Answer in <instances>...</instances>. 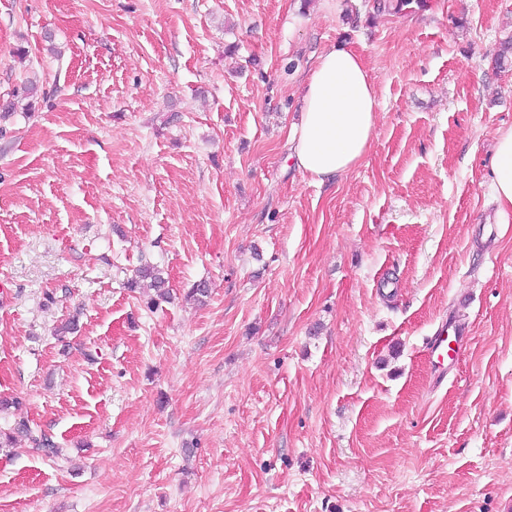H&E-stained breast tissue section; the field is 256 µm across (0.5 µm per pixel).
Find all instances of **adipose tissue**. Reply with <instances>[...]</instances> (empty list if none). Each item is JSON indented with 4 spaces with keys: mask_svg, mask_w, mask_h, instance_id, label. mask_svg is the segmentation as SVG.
<instances>
[{
    "mask_svg": "<svg viewBox=\"0 0 512 512\" xmlns=\"http://www.w3.org/2000/svg\"><path fill=\"white\" fill-rule=\"evenodd\" d=\"M380 103L361 55L339 45L320 56L303 94L302 116L291 136L298 168L318 181L340 176L366 155ZM489 185L498 220L512 223V128L496 136Z\"/></svg>",
    "mask_w": 512,
    "mask_h": 512,
    "instance_id": "adipose-tissue-1",
    "label": "adipose tissue"
}]
</instances>
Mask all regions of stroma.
<instances>
[{"label": "stroma", "instance_id": "obj_1", "mask_svg": "<svg viewBox=\"0 0 512 512\" xmlns=\"http://www.w3.org/2000/svg\"><path fill=\"white\" fill-rule=\"evenodd\" d=\"M374 4L0 0V429L62 450L0 448V512H512V0ZM339 44L381 112L322 184L290 137ZM489 185L498 205L500 224L512 223V127L496 136ZM145 280H149V287L154 290L158 299L164 300L170 297L167 278L150 263L143 264L137 270L136 278L128 283V288H139L140 282ZM14 434H20L24 436L33 446L38 449H41L45 452L46 455L52 457L59 456V448H55L50 439L43 434L41 431L39 433L38 430L33 429L28 421L25 419H19L18 422L15 423V426L9 432H4L0 430V444L2 445L5 440L7 443H12L15 439Z\"/></svg>", "mask_w": 512, "mask_h": 512}]
</instances>
